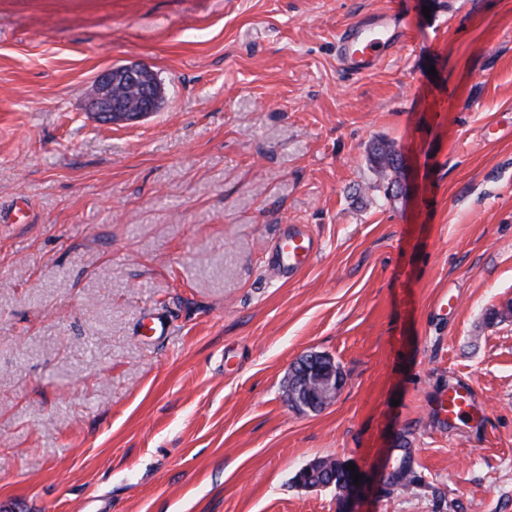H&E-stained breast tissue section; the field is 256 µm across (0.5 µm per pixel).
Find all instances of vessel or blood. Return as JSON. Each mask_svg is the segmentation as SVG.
<instances>
[{"label":"vessel or blood","instance_id":"1","mask_svg":"<svg viewBox=\"0 0 512 512\" xmlns=\"http://www.w3.org/2000/svg\"><path fill=\"white\" fill-rule=\"evenodd\" d=\"M400 37L399 26L392 17L377 21L372 28L356 24L338 35L336 51L345 64L360 73L379 60L384 48L398 44ZM317 249L316 239L304 225L293 224L279 240L272 258L282 275L289 278L310 262ZM478 403L472 383L463 381L449 388L447 396L438 402V411L444 418L455 421L469 415Z\"/></svg>","mask_w":512,"mask_h":512}]
</instances>
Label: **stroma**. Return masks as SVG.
<instances>
[{
	"mask_svg": "<svg viewBox=\"0 0 512 512\" xmlns=\"http://www.w3.org/2000/svg\"><path fill=\"white\" fill-rule=\"evenodd\" d=\"M381 13L402 43L345 72ZM135 63L160 109L100 122ZM459 380L483 412L443 422ZM327 456L359 512H512V0H0V512H337L293 481ZM376 27L377 30H369ZM401 36L399 25L393 17L375 21L374 24H355L338 35L336 51L352 70L362 73L379 60L385 47L398 44ZM153 71L146 65H119L98 75L93 85L89 108L100 121L117 124L135 121L156 111L162 95V85L151 80ZM129 82L139 91L135 103H125L115 93L118 81ZM400 154L389 143H379L374 147L371 161L376 171L394 184L400 174ZM318 243L304 225L292 224L281 237L272 255L283 277H292L313 258Z\"/></svg>",
	"mask_w": 512,
	"mask_h": 512,
	"instance_id": "1",
	"label": "stroma"
}]
</instances>
